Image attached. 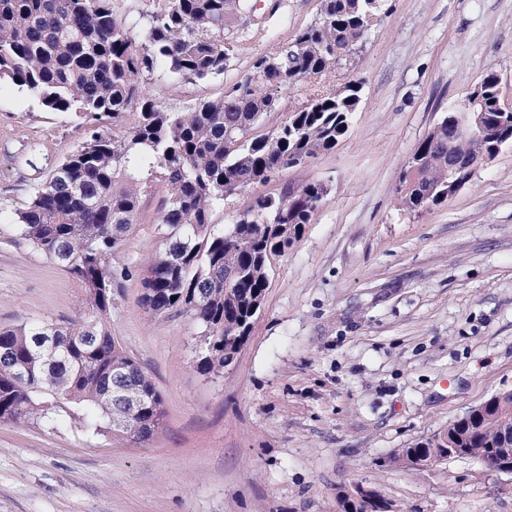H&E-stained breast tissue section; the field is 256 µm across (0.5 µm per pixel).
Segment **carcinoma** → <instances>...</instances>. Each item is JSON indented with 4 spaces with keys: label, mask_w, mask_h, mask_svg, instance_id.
Returning <instances> with one entry per match:
<instances>
[{
    "label": "carcinoma",
    "mask_w": 512,
    "mask_h": 512,
    "mask_svg": "<svg viewBox=\"0 0 512 512\" xmlns=\"http://www.w3.org/2000/svg\"><path fill=\"white\" fill-rule=\"evenodd\" d=\"M0 0V82L24 89L47 112L86 126L82 143L43 175L14 210L19 239L84 287L82 312L66 321L0 327V423L62 417L84 429L141 444L165 424L164 400L137 360L112 337V290L129 277L115 262L143 193L166 192L158 224L164 249L143 278V305L164 317L188 313L201 328L197 368L219 373L249 335L270 285L272 259L310 223L327 194L319 181L255 198L236 223L216 224L224 201L336 147L360 103L349 82L312 97L270 134L257 133L280 95L335 70L356 53L384 14L385 0H319L317 20L254 60L245 78L216 100L185 111L163 108L144 84L164 74L179 82L224 75L241 42L226 36L247 0ZM487 120L512 143L499 76L489 69L473 91ZM114 130H109V127ZM121 131H115V128ZM448 118L415 147L421 167L403 170L401 207L422 212L448 199ZM479 163L492 147L461 140ZM132 398L141 399L137 408ZM512 395L490 397L472 416L402 450L409 462L440 463L466 448L496 461Z\"/></svg>",
    "instance_id": "cac0c4a2"
}]
</instances>
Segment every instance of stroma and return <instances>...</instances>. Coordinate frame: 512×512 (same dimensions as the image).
<instances>
[{
	"mask_svg": "<svg viewBox=\"0 0 512 512\" xmlns=\"http://www.w3.org/2000/svg\"><path fill=\"white\" fill-rule=\"evenodd\" d=\"M243 48L223 77L155 78L168 110L220 98L253 61L314 22L318 0H250ZM496 68L512 102V0H386L353 62L361 101L336 147L229 197L234 223L254 197L308 181L328 187L297 241L276 257L263 307L234 364L198 370L189 315H151L142 279L161 246L165 192L142 196L118 251L112 334L161 393L165 426L137 445L66 422L0 423V512H340L362 484L393 512H512V475L479 460L399 462L492 395L512 391V146L452 197L398 206L416 145ZM84 127L0 84V326L63 321L83 286L17 240L10 214Z\"/></svg>",
	"mask_w": 512,
	"mask_h": 512,
	"instance_id": "35a3bbf8",
	"label": "stroma"
}]
</instances>
